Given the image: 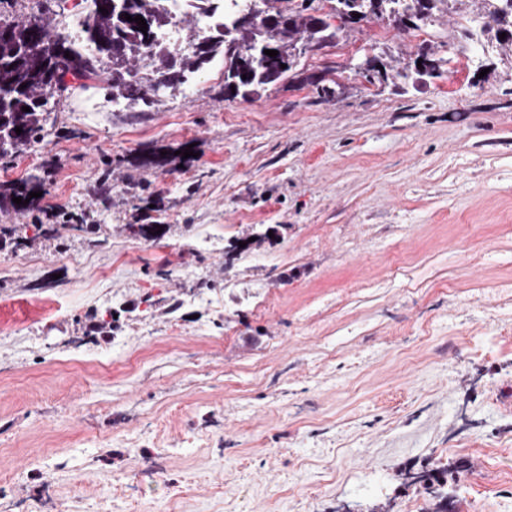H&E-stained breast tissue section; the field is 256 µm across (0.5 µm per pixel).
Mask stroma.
Wrapping results in <instances>:
<instances>
[{
  "instance_id": "1",
  "label": "stroma",
  "mask_w": 512,
  "mask_h": 512,
  "mask_svg": "<svg viewBox=\"0 0 512 512\" xmlns=\"http://www.w3.org/2000/svg\"><path fill=\"white\" fill-rule=\"evenodd\" d=\"M460 35L373 19L247 99L220 56L149 107L50 99L0 162L49 190L0 207V512H512V63ZM420 46L439 77L394 79Z\"/></svg>"
}]
</instances>
